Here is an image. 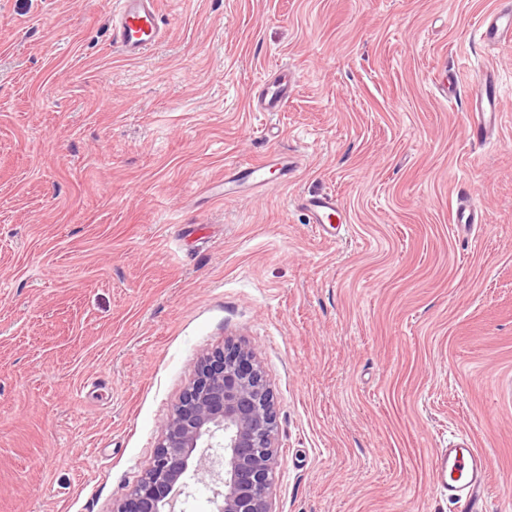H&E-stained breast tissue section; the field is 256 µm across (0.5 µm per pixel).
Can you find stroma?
<instances>
[{
	"mask_svg": "<svg viewBox=\"0 0 512 512\" xmlns=\"http://www.w3.org/2000/svg\"><path fill=\"white\" fill-rule=\"evenodd\" d=\"M502 4L160 0L128 59L111 0H0V512H112L228 341L274 394V512H454L432 461L463 438L512 512V41L476 36ZM286 68L284 111H254ZM269 153L287 186L219 197ZM324 191L335 240L298 207ZM495 76L487 74L480 84V93H475V116L467 126L468 139L475 144L487 141L497 126L500 97L495 90ZM452 220L454 224H457V226L461 228H467L470 227L471 224H479L482 222L467 194L459 198Z\"/></svg>",
	"mask_w": 512,
	"mask_h": 512,
	"instance_id": "1",
	"label": "stroma"
}]
</instances>
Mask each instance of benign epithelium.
Returning <instances> with one entry per match:
<instances>
[{
    "instance_id": "benign-epithelium-1",
    "label": "benign epithelium",
    "mask_w": 512,
    "mask_h": 512,
    "mask_svg": "<svg viewBox=\"0 0 512 512\" xmlns=\"http://www.w3.org/2000/svg\"><path fill=\"white\" fill-rule=\"evenodd\" d=\"M274 395L252 352L228 343L205 357L162 425L152 463L113 512H174L187 473L215 485L216 512H272Z\"/></svg>"
}]
</instances>
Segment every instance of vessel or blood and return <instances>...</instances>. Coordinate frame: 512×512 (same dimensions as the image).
<instances>
[{"mask_svg":"<svg viewBox=\"0 0 512 512\" xmlns=\"http://www.w3.org/2000/svg\"><path fill=\"white\" fill-rule=\"evenodd\" d=\"M112 44L125 57L137 58L159 43L163 35L157 0H113ZM481 39L490 45L512 37V9L503 7L485 17ZM494 75H487L475 94V118L467 126L468 138L476 144L487 141L497 126L500 97ZM295 91L292 72H285L264 82L258 96L261 111L277 112ZM279 167L283 178H290L298 167L296 157L270 154L256 161L240 162L224 173V198L239 196L241 189L262 193L274 188L269 172ZM309 223L318 233L333 239L347 222L335 193L323 192L301 198ZM489 461L479 449L455 444L440 450L433 461L437 489L447 496L456 512H483L481 491L488 477Z\"/></svg>","mask_w":512,"mask_h":512,"instance_id":"1","label":"vessel or blood"}]
</instances>
